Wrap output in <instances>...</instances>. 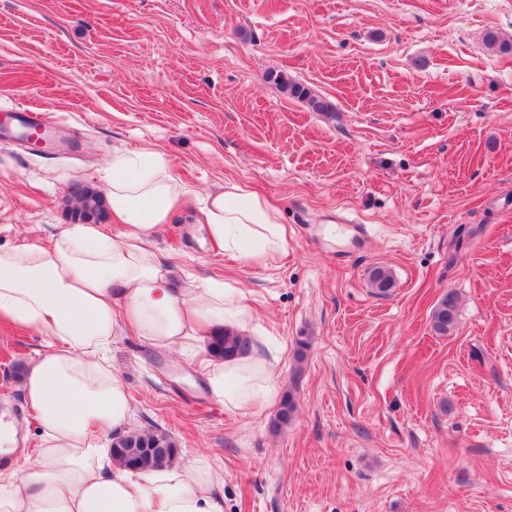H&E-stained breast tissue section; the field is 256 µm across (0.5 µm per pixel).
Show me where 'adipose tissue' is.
<instances>
[{"mask_svg": "<svg viewBox=\"0 0 512 512\" xmlns=\"http://www.w3.org/2000/svg\"><path fill=\"white\" fill-rule=\"evenodd\" d=\"M105 191L113 225L78 222L46 246L0 247V320L47 345L21 386L36 413L37 459L0 471V512H224V474L207 459L129 469L101 447L103 430L123 434L133 416L108 358L112 339L176 348L233 415L255 416L274 402L273 365L256 347L227 359L207 350L213 334L252 333L245 291L217 278L172 288L155 238L187 190L163 155L144 147L117 153ZM201 214L232 259L265 265L288 251L280 212L248 185L207 193Z\"/></svg>", "mask_w": 512, "mask_h": 512, "instance_id": "obj_1", "label": "adipose tissue"}]
</instances>
